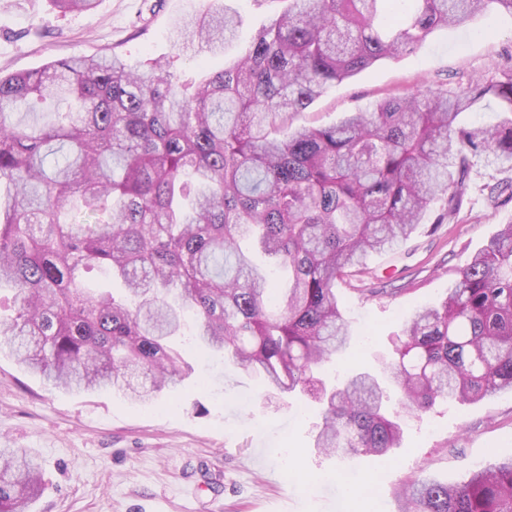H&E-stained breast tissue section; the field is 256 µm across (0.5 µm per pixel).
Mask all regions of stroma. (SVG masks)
<instances>
[{
    "label": "stroma",
    "instance_id": "1",
    "mask_svg": "<svg viewBox=\"0 0 512 512\" xmlns=\"http://www.w3.org/2000/svg\"><path fill=\"white\" fill-rule=\"evenodd\" d=\"M224 5L241 18L224 57L206 59L178 38L175 21ZM287 0H99L59 14L51 0H0V75L54 59L117 53L133 68L169 56L178 76L202 61L221 67L244 53L253 31ZM512 72V14L492 10L462 29L434 30L412 54L386 59L331 87L298 116L329 125L390 94L428 83L468 88L473 77ZM500 172L475 159L454 221L424 220L409 239L372 254L374 276L339 283L353 340L323 366L327 383L379 371L391 339L420 307L443 299L464 265L502 225L512 193ZM190 371L172 392L142 405L115 391L52 388L0 355V439L36 455L43 493L31 512H398L399 487L417 478L460 483L497 456L512 455V394L435 406L406 421L400 447L384 456L336 457L314 446L320 414L306 395L267 396L250 371L206 359L183 336Z\"/></svg>",
    "mask_w": 512,
    "mask_h": 512
}]
</instances>
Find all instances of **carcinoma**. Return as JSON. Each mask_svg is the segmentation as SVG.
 Returning <instances> with one entry per match:
<instances>
[{
  "label": "carcinoma",
  "instance_id": "1",
  "mask_svg": "<svg viewBox=\"0 0 512 512\" xmlns=\"http://www.w3.org/2000/svg\"><path fill=\"white\" fill-rule=\"evenodd\" d=\"M60 12L96 0H52ZM288 0L233 63L182 81L169 57L132 69L116 53L74 56L0 77V351L68 392L138 401L175 387L189 364L171 339L250 369L272 392L320 406L315 445L382 456L408 414L437 401L512 393V224L458 271L448 296L416 311L378 373L327 387L318 376L350 343L336 284L409 238L434 205L453 220L472 159L512 170V76L450 92L389 95L335 125L295 119L326 90L414 52L436 28L464 27L512 0ZM236 13L208 7L175 31L224 53ZM501 118L468 125L483 100ZM54 106L41 126L19 108ZM97 268L109 284L81 278ZM42 492L35 458L0 448V512ZM399 512H512V458L463 483L405 484Z\"/></svg>",
  "mask_w": 512,
  "mask_h": 512
}]
</instances>
